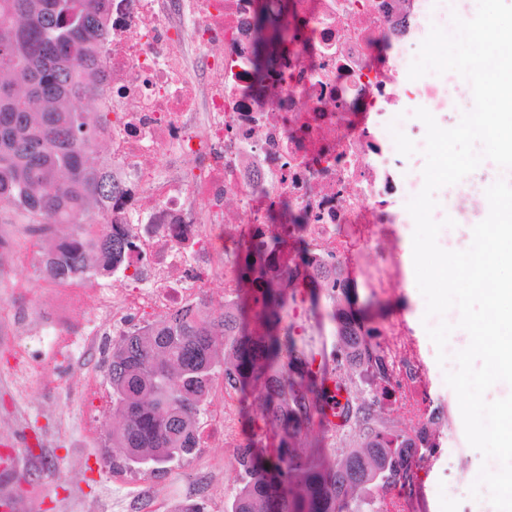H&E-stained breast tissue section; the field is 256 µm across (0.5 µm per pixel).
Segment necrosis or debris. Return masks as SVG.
<instances>
[{
    "mask_svg": "<svg viewBox=\"0 0 512 512\" xmlns=\"http://www.w3.org/2000/svg\"><path fill=\"white\" fill-rule=\"evenodd\" d=\"M476 0H292L297 45L276 54L264 78L252 56L255 0H112L111 35L102 48L109 80L98 97L112 144L100 167L121 188L108 202L113 226L132 240L101 283L91 273L62 282L42 277L57 301L21 311L10 325L19 344V389L43 379L81 349L89 376H102L111 346L154 317L202 308L207 287L224 281L237 300L241 263L232 224L260 241L288 232L316 264L383 296L399 274L393 255L373 258L386 239L392 207L423 187L414 162L426 128L413 108L447 112L472 97L453 72L409 80L431 25L451 13L472 18ZM288 200L298 224L266 223L263 206ZM434 220L476 224L487 199L466 178L437 198ZM49 351L31 339L47 330ZM398 384L380 401L405 400L425 420L437 410L419 359L394 358ZM223 375L207 384L195 420L198 447L224 443Z\"/></svg>",
    "mask_w": 512,
    "mask_h": 512,
    "instance_id": "1",
    "label": "necrosis or debris"
}]
</instances>
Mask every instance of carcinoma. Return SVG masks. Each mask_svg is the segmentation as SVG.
I'll return each mask as SVG.
<instances>
[{"mask_svg": "<svg viewBox=\"0 0 512 512\" xmlns=\"http://www.w3.org/2000/svg\"><path fill=\"white\" fill-rule=\"evenodd\" d=\"M111 0H0V224H69L67 242L44 262L51 277H69L88 266L89 254L104 272L131 242L108 230L90 244L78 240L85 224H107L99 202L119 187L102 174L96 127L109 123L78 103L98 96L106 83L102 47L109 36ZM298 39L284 16L255 4L254 67L263 74L272 53ZM287 247L279 236L245 254L236 305L219 317L176 313L151 330L134 332L112 348L108 378L112 412V467L146 461L163 465L190 454L193 426L206 381L217 370L224 385L242 397L263 394L264 428L278 444L269 450L252 434L236 452L239 488L226 512H361L354 493L370 484L386 493L407 470L411 449L434 447L422 431L417 439L375 424L373 395L351 401L345 422L364 436L341 468L301 454L296 441L324 398L318 378L302 358L292 328L283 324L286 289L268 277V258ZM290 285L330 288L331 299L353 293L337 267L319 268ZM339 336L336 363L375 368L387 377L384 355L372 331L344 309L332 313Z\"/></svg>", "mask_w": 512, "mask_h": 512, "instance_id": "1", "label": "carcinoma"}]
</instances>
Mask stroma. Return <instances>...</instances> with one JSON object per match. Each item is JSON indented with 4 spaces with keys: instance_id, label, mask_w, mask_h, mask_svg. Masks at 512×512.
<instances>
[{
    "instance_id": "35a3bbf8",
    "label": "stroma",
    "mask_w": 512,
    "mask_h": 512,
    "mask_svg": "<svg viewBox=\"0 0 512 512\" xmlns=\"http://www.w3.org/2000/svg\"><path fill=\"white\" fill-rule=\"evenodd\" d=\"M37 263L25 269L0 268V500L16 503L17 512H178L182 501L201 504L204 512H225L238 487V466L233 444L250 432V418L260 417L263 402L258 394L232 399L231 427L224 448H208L196 455L167 463L164 472L143 466L115 471L106 460L104 443L112 432V389L104 387L96 404V441L85 432L86 416L71 406L78 396L83 356L49 373L27 393H19L7 359L11 353L7 327L16 308L30 302L48 307L46 289L16 291V277L36 278ZM395 283L392 295L381 298L356 285L360 316L376 326L407 321L418 343L427 370L430 395L439 409L436 424L425 428L438 439V448L416 457L410 512H484L482 498L472 497L467 479L482 455L466 441L458 399L445 381L437 361L438 349L423 324L425 300L413 269ZM318 301L299 300L288 306V324L299 347L317 356L322 370L358 392L363 387L359 371L338 368L333 357L336 326L328 313L332 304L326 289ZM359 439L351 428L337 430L316 420L298 439V450L326 463H340Z\"/></svg>"
}]
</instances>
